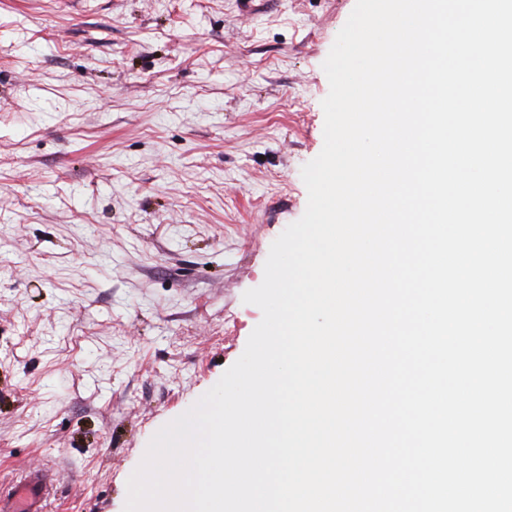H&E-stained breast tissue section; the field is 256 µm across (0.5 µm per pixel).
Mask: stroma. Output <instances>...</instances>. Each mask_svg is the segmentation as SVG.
<instances>
[{
    "mask_svg": "<svg viewBox=\"0 0 512 512\" xmlns=\"http://www.w3.org/2000/svg\"><path fill=\"white\" fill-rule=\"evenodd\" d=\"M355 0H0V483L124 512L243 354Z\"/></svg>",
    "mask_w": 512,
    "mask_h": 512,
    "instance_id": "1",
    "label": "stroma"
}]
</instances>
